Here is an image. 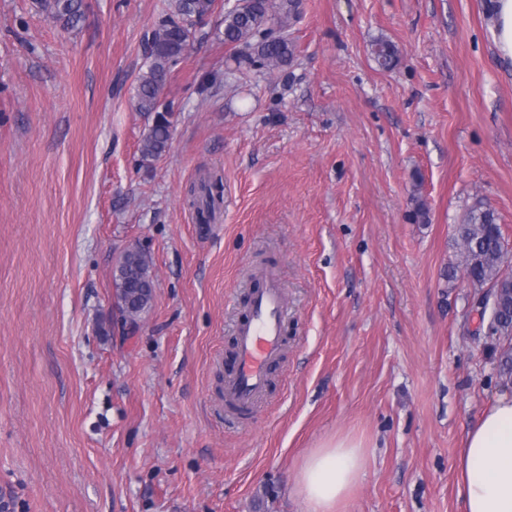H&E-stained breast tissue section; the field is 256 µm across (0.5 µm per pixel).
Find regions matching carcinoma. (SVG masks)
<instances>
[{"mask_svg":"<svg viewBox=\"0 0 512 512\" xmlns=\"http://www.w3.org/2000/svg\"><path fill=\"white\" fill-rule=\"evenodd\" d=\"M213 2L174 0L172 12L162 17L146 36L147 66L135 93V109L148 121L139 147L146 162L159 159L170 149L173 113L162 104L160 90L166 85L171 66L190 47L196 23L212 13ZM42 6L66 28L77 27L84 18L81 0H42ZM297 10V0H245L243 6L225 7L223 40L233 49L238 66L257 67L270 74L287 67L296 51L288 26ZM372 53L384 69L394 67L399 61L396 46L383 38L374 41ZM223 195L221 179L203 185L201 199L196 201L199 216L210 217ZM455 243L470 285L494 286L503 277L508 249L495 213L479 205L472 207L465 221L457 225ZM113 287L122 320L137 324L153 300L155 283L150 254L141 248L125 251L113 271ZM497 322L495 333L504 341L497 366L500 375L512 381V294L501 298Z\"/></svg>","mask_w":512,"mask_h":512,"instance_id":"obj_1","label":"carcinoma"}]
</instances>
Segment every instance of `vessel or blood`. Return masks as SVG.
Returning <instances> with one entry per match:
<instances>
[{
	"label": "vessel or blood",
	"instance_id": "vessel-or-blood-1",
	"mask_svg": "<svg viewBox=\"0 0 512 512\" xmlns=\"http://www.w3.org/2000/svg\"><path fill=\"white\" fill-rule=\"evenodd\" d=\"M286 306L280 283L264 278L254 289L249 316L237 329V364L225 392L241 408L252 407L270 385L269 367L282 353Z\"/></svg>",
	"mask_w": 512,
	"mask_h": 512
}]
</instances>
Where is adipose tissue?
<instances>
[{
  "label": "adipose tissue",
  "mask_w": 512,
  "mask_h": 512,
  "mask_svg": "<svg viewBox=\"0 0 512 512\" xmlns=\"http://www.w3.org/2000/svg\"><path fill=\"white\" fill-rule=\"evenodd\" d=\"M484 11L499 55L512 61V0H485ZM365 461L362 442L336 438L304 455L292 489L307 512H341ZM454 469L462 512H512V393L495 397L468 431Z\"/></svg>",
  "instance_id": "adipose-tissue-1"
}]
</instances>
